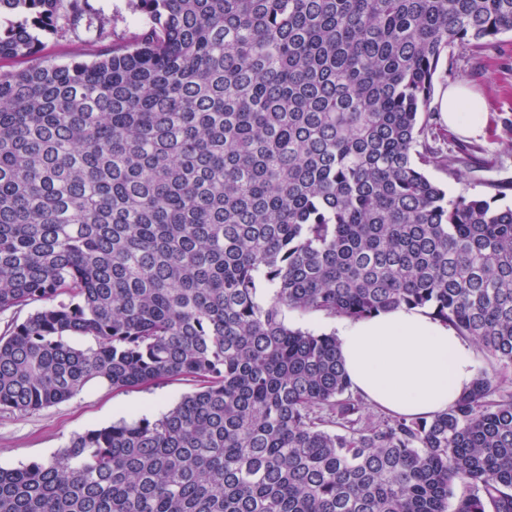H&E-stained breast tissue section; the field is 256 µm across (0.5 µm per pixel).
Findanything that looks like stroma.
Wrapping results in <instances>:
<instances>
[{
	"label": "stroma",
	"instance_id": "obj_1",
	"mask_svg": "<svg viewBox=\"0 0 512 512\" xmlns=\"http://www.w3.org/2000/svg\"><path fill=\"white\" fill-rule=\"evenodd\" d=\"M43 54L63 63L75 46H82L85 61L98 59L102 47L85 30L59 38L42 39ZM464 84L480 94L488 107L482 130L466 133L449 127L444 112L435 114V132L448 145L477 146L471 164L462 166L461 176L432 168L431 179L448 188L449 195H494L498 183L512 180V34L500 36L485 51H455L443 60L434 79L433 101H440L449 86ZM197 388L190 377L141 386L129 390L88 388L73 398L27 413L0 411V467L18 468L49 459L70 440L91 429L122 419L157 418Z\"/></svg>",
	"mask_w": 512,
	"mask_h": 512
}]
</instances>
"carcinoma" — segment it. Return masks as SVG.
Here are the masks:
<instances>
[{
    "label": "carcinoma",
    "instance_id": "carcinoma-1",
    "mask_svg": "<svg viewBox=\"0 0 512 512\" xmlns=\"http://www.w3.org/2000/svg\"><path fill=\"white\" fill-rule=\"evenodd\" d=\"M0 0V410L192 377L157 419L0 467V512H512V206L448 195L441 60L512 0ZM424 310L491 356L430 418L373 412L285 314ZM126 0H90L91 7L114 18L116 30L127 36L138 31V19L125 6ZM42 42L44 56L59 63L68 62L71 59L74 47L77 45H82L84 48L82 59L87 62L98 59L103 50L100 44L92 41L91 35L84 29H79L76 33H69L63 38L47 34L42 38Z\"/></svg>",
    "mask_w": 512,
    "mask_h": 512
}]
</instances>
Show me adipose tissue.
<instances>
[{"mask_svg":"<svg viewBox=\"0 0 512 512\" xmlns=\"http://www.w3.org/2000/svg\"><path fill=\"white\" fill-rule=\"evenodd\" d=\"M442 110L451 127L480 130L486 105L464 86L449 87ZM336 338L354 388L390 412L431 417L450 407L476 377L473 347L455 330L416 311L342 320Z\"/></svg>","mask_w":512,"mask_h":512,"instance_id":"obj_1","label":"adipose tissue"}]
</instances>
